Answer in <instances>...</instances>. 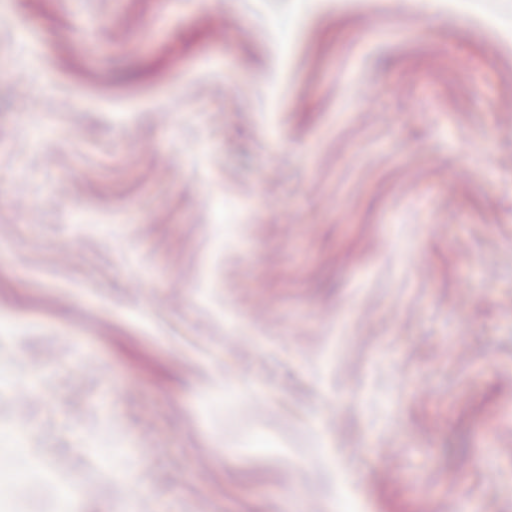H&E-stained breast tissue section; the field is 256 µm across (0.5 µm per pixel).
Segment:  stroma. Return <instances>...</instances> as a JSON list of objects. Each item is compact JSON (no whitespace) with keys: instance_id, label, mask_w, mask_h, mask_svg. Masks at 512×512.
I'll list each match as a JSON object with an SVG mask.
<instances>
[{"instance_id":"obj_1","label":"stroma","mask_w":512,"mask_h":512,"mask_svg":"<svg viewBox=\"0 0 512 512\" xmlns=\"http://www.w3.org/2000/svg\"><path fill=\"white\" fill-rule=\"evenodd\" d=\"M16 428L71 512H512V46L433 0H0Z\"/></svg>"}]
</instances>
